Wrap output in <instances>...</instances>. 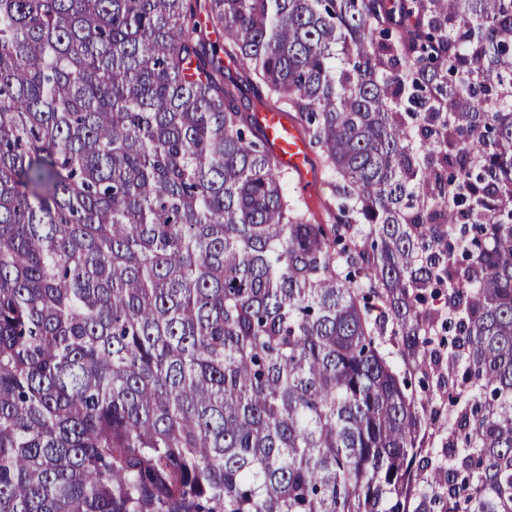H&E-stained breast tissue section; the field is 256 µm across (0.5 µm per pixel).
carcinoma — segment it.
<instances>
[{
	"mask_svg": "<svg viewBox=\"0 0 512 512\" xmlns=\"http://www.w3.org/2000/svg\"><path fill=\"white\" fill-rule=\"evenodd\" d=\"M0 512H512V0H0ZM224 76L226 80L234 81L240 86L243 94V106L257 105L258 96L262 94L264 89L256 86L246 67L224 58ZM287 114L293 117L294 112L290 111ZM287 114L283 111L263 110L256 113V120L282 167L290 174L298 176L299 182L296 177V180L292 178L293 193L301 196L315 213L320 214L324 205L334 200V186L324 173L319 149L312 146L313 160L321 179L312 199L308 200L303 196L299 184L306 193L317 184L318 175L311 162V150L306 137L299 124L288 119Z\"/></svg>",
	"mask_w": 512,
	"mask_h": 512,
	"instance_id": "cac0c4a2",
	"label": "carcinoma"
}]
</instances>
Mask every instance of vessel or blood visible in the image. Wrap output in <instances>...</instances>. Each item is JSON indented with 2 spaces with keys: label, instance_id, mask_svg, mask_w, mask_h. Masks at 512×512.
<instances>
[{
  "label": "vessel or blood",
  "instance_id": "obj_1",
  "mask_svg": "<svg viewBox=\"0 0 512 512\" xmlns=\"http://www.w3.org/2000/svg\"><path fill=\"white\" fill-rule=\"evenodd\" d=\"M256 120L282 167L298 176L303 189L316 185L317 172L311 162V150L299 124L285 112L275 110L258 112Z\"/></svg>",
  "mask_w": 512,
  "mask_h": 512
}]
</instances>
